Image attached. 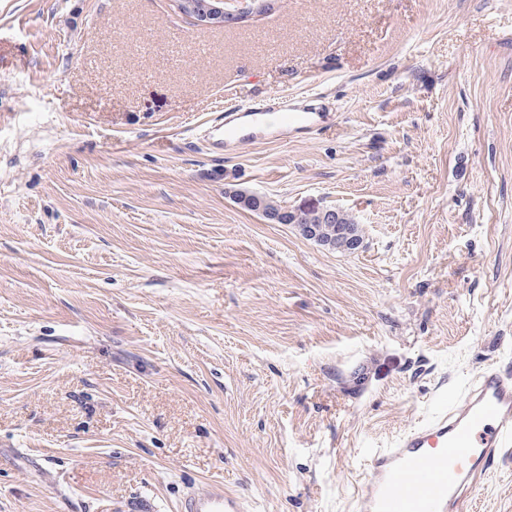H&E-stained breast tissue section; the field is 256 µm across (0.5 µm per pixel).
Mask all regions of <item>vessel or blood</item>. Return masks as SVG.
I'll return each mask as SVG.
<instances>
[{
    "mask_svg": "<svg viewBox=\"0 0 512 512\" xmlns=\"http://www.w3.org/2000/svg\"><path fill=\"white\" fill-rule=\"evenodd\" d=\"M317 125L311 112L276 122L244 107L212 126L213 153L287 140ZM512 453V363L491 364L459 393L442 396L424 421L387 448L366 451L365 512H465L470 488ZM178 512H243L240 497L212 482L183 496Z\"/></svg>",
    "mask_w": 512,
    "mask_h": 512,
    "instance_id": "vessel-or-blood-1",
    "label": "vessel or blood"
}]
</instances>
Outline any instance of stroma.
Segmentation results:
<instances>
[{"mask_svg": "<svg viewBox=\"0 0 512 512\" xmlns=\"http://www.w3.org/2000/svg\"><path fill=\"white\" fill-rule=\"evenodd\" d=\"M322 126L235 156L219 114ZM333 205L363 246L232 191ZM512 362V0H0V512H364L363 453ZM468 512H512V457ZM179 9L201 25L242 24L255 15L271 12V0H176ZM178 512H243L240 497L224 488V483L212 482L185 493Z\"/></svg>", "mask_w": 512, "mask_h": 512, "instance_id": "35a3bbf8", "label": "stroma"}]
</instances>
